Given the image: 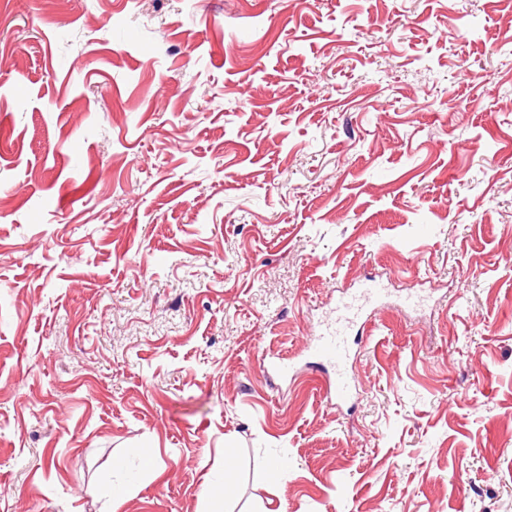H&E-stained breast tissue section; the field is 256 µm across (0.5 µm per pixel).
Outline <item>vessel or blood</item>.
Instances as JSON below:
<instances>
[{
	"label": "vessel or blood",
	"instance_id": "vessel-or-blood-1",
	"mask_svg": "<svg viewBox=\"0 0 512 512\" xmlns=\"http://www.w3.org/2000/svg\"><path fill=\"white\" fill-rule=\"evenodd\" d=\"M382 295V289L369 284L357 296L340 297L336 302L335 320L312 338L310 349L330 371L329 393L336 403L347 401L354 388L349 369L350 331L369 318Z\"/></svg>",
	"mask_w": 512,
	"mask_h": 512
}]
</instances>
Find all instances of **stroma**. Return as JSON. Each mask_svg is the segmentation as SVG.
I'll list each match as a JSON object with an SVG mask.
<instances>
[{"mask_svg":"<svg viewBox=\"0 0 512 512\" xmlns=\"http://www.w3.org/2000/svg\"><path fill=\"white\" fill-rule=\"evenodd\" d=\"M0 512H512V0H0ZM383 293V288L368 284L358 296L340 297L336 301L335 320L315 336H310L311 351L329 368V394L336 404L347 401L354 388V378L349 369L352 353L350 331L357 323L369 318Z\"/></svg>","mask_w":512,"mask_h":512,"instance_id":"stroma-1","label":"stroma"}]
</instances>
